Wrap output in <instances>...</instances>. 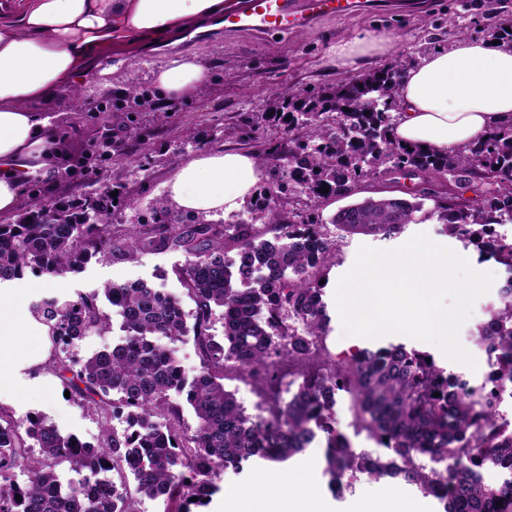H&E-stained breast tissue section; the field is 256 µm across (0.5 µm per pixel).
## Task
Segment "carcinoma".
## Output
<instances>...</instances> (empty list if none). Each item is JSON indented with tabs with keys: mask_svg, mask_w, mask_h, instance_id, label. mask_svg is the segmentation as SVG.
<instances>
[{
	"mask_svg": "<svg viewBox=\"0 0 512 512\" xmlns=\"http://www.w3.org/2000/svg\"><path fill=\"white\" fill-rule=\"evenodd\" d=\"M400 65L313 93L300 103L283 98L291 116L280 140L265 148L267 160L288 166V178L263 188L250 211L273 227L258 239L254 225L173 224L157 202L153 224L117 235L116 203L106 188L51 205L36 204L10 224H0V282L27 272L57 275L82 269L91 259L132 255L145 246L182 250L193 260L182 269L193 312L164 288L143 279L110 283L103 292L44 298L31 305L53 345L119 325L112 348L73 369L53 354L49 367L70 395L101 421L94 446L64 435L42 415L4 419L0 410V512H140L137 499L166 497L174 512H197L219 490L215 480L247 459L283 461L311 447L314 414L333 401L335 377L313 365L290 400L277 391L270 359L297 365L325 334L323 286L338 244L325 231L322 203L350 197L372 174L425 177L405 195L368 197L329 219L346 233L392 237L415 223L424 201L427 217L464 243H474L507 273L498 304L478 336L501 353L493 378L512 381V240L493 226L512 224V126L501 127L471 147L444 153L408 149L395 138ZM328 192H321V188ZM477 191L461 199L455 192ZM308 200L302 213L300 197ZM237 244L226 258L224 243ZM223 311L222 338L211 333L215 309ZM192 340L202 358L187 376L175 344ZM429 355L391 345L365 349L354 358V416L369 435L383 437L395 458L358 461L353 454L325 455L331 478L364 468L380 477L394 466L405 483L439 492L445 512H502L512 505V434L501 431L495 404L481 387H469ZM233 360L269 390L267 415L252 416L224 389V362ZM440 396H434V393ZM194 416L183 418V405ZM126 427L112 425L115 409ZM474 441L484 450L473 461L443 472L435 463L456 456ZM67 467L69 478L58 473ZM496 468L497 482L481 472ZM27 474L21 483L17 473ZM119 480H114L113 475ZM133 479L139 498L127 490ZM21 499H16V496Z\"/></svg>",
	"mask_w": 512,
	"mask_h": 512,
	"instance_id": "carcinoma-1",
	"label": "carcinoma"
}]
</instances>
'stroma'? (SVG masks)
<instances>
[{
	"label": "stroma",
	"instance_id": "stroma-1",
	"mask_svg": "<svg viewBox=\"0 0 512 512\" xmlns=\"http://www.w3.org/2000/svg\"><path fill=\"white\" fill-rule=\"evenodd\" d=\"M503 17L512 19V0H414L413 6L403 9L327 18L310 29L276 39L252 33L227 35L215 31L168 46L126 51L118 61L110 55L92 58L84 82L76 90L60 92L53 104L58 135L69 154L66 167L53 180L27 184L25 203L30 206L37 202L51 204L72 199L90 182L115 187L131 181L135 184V193L115 211L112 229L121 232L148 222L157 201L164 197V183L175 161L225 146L258 151L260 145L278 136L279 131L270 126L247 133L246 123L253 113L272 111L281 105L286 95L296 101L312 90L332 91L345 77L328 53L332 44L367 33L393 36L399 40L398 52L372 62L370 68L375 71L395 63L409 68L436 49L450 48L457 40L455 23L467 24L472 36L495 40L499 37V20ZM177 54L197 56L199 62L211 70L212 80L190 101L175 102L169 112L137 111L128 115L125 126H113V107L121 103L128 88L135 86L152 92V68L163 65ZM108 125L119 140L125 138L126 126L144 131L137 154L147 163L146 172L135 177L114 161L97 164L87 160L91 145L100 139ZM417 233L427 234L433 241L462 253L476 271L497 276L502 273L498 263L484 258L476 246H462L433 219H417L392 238L363 233L343 236L338 241V260L328 270L323 288L329 334L336 339L338 356L345 357L364 348L402 344L431 355L442 367H449V359L437 346L404 335L389 334L378 339L343 335L334 302L336 282L353 266L359 246L393 248ZM187 260L185 252L159 249H141L133 256L113 260L93 259L82 271L55 276V286L51 289L37 287L38 276L30 272L25 279L32 282L33 287L25 293L24 302L30 305L53 295L64 297L98 290L110 282L145 279L182 298L185 309L191 311L195 305L187 299L181 277ZM53 352L50 340L43 336L32 340L26 349L15 355L8 380L0 384V409L16 418L42 414L55 422L62 432L96 443L101 433L97 415L65 397L59 378L46 369ZM352 396L348 385L336 392L331 418L337 432L349 438L356 456L390 459V449L368 447L365 431H353L350 425ZM324 446L325 439L320 436L312 448L287 461L272 464L257 460L240 471L225 470L223 489L213 497L205 512H224L225 499L248 490L263 469L273 467L291 477L305 475L306 462L322 454ZM308 478L314 490L331 502L335 512H349L355 502L376 496L390 483L389 478L376 479L357 472L344 480L342 487L336 488L320 468Z\"/></svg>",
	"mask_w": 512,
	"mask_h": 512
}]
</instances>
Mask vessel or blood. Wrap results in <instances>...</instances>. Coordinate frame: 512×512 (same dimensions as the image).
<instances>
[{"label": "vessel or blood", "instance_id": "b4317fda", "mask_svg": "<svg viewBox=\"0 0 512 512\" xmlns=\"http://www.w3.org/2000/svg\"><path fill=\"white\" fill-rule=\"evenodd\" d=\"M369 0H226L215 23L225 33L251 32L273 37L307 29L330 15L356 14Z\"/></svg>", "mask_w": 512, "mask_h": 512}]
</instances>
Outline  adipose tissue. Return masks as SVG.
I'll return each mask as SVG.
<instances>
[{
  "mask_svg": "<svg viewBox=\"0 0 512 512\" xmlns=\"http://www.w3.org/2000/svg\"><path fill=\"white\" fill-rule=\"evenodd\" d=\"M224 0H14L0 6V217L23 205L31 161L55 173L67 155L47 107L59 89L80 81L86 60L103 48L146 40L201 24L222 13ZM390 37L369 34L336 43L338 68L352 72L392 50ZM164 102L206 85L210 71L196 58L177 56L153 74ZM400 143L435 152L458 149L491 129L512 124V44L459 38L405 72L397 88ZM265 177L255 153L224 149L179 163L165 183L169 202L198 213L240 209ZM21 287L0 289V339L43 336L24 312ZM251 496L257 512H332L307 482L261 471Z\"/></svg>",
  "mask_w": 512,
  "mask_h": 512,
  "instance_id": "adipose-tissue-1",
  "label": "adipose tissue"
}]
</instances>
